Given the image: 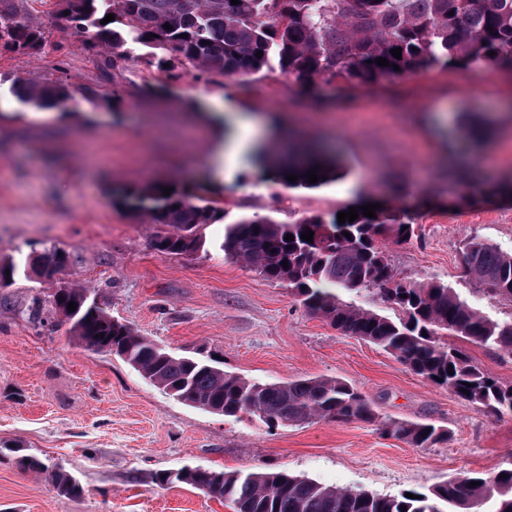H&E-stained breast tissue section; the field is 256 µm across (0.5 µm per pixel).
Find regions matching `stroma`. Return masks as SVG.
<instances>
[{
  "label": "stroma",
  "mask_w": 512,
  "mask_h": 512,
  "mask_svg": "<svg viewBox=\"0 0 512 512\" xmlns=\"http://www.w3.org/2000/svg\"><path fill=\"white\" fill-rule=\"evenodd\" d=\"M46 24L41 53L0 55V261L18 269L0 289V512H231L204 492L158 474L186 467L285 471L325 485L395 495L424 491L464 472L492 474L512 455V416H487L391 355L341 335L308 314L289 288L267 281L219 248L243 218L294 224L377 203L407 211L416 235L386 248L397 277L438 279L495 317L466 277L458 252L478 237L512 253V197L484 190L512 180V74L433 68L383 89L344 93L319 111L271 67L252 92L205 81L177 61L144 62L135 45L104 70L80 37L49 27L55 0H28ZM61 81L68 111L19 101L16 81ZM99 93L80 98L81 89ZM312 132L339 168L326 183L288 187L243 155L232 178L210 161L224 103ZM165 183L222 209L202 227L204 250L175 257L154 249L164 226L134 213L131 193ZM66 250L62 279L90 288L122 323L170 350L216 356L225 371L259 382L333 377L355 386L385 420L446 426L448 444L413 448L378 425L312 421L267 425L187 405L121 359L86 349L65 324L33 319L34 299L58 282L28 277L26 261ZM61 279V280H62ZM46 456L76 477L81 496L60 494L21 471L18 457Z\"/></svg>",
  "instance_id": "1"
}]
</instances>
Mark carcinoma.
<instances>
[{
	"label": "carcinoma",
	"instance_id": "obj_1",
	"mask_svg": "<svg viewBox=\"0 0 512 512\" xmlns=\"http://www.w3.org/2000/svg\"><path fill=\"white\" fill-rule=\"evenodd\" d=\"M108 14L114 20L101 23ZM166 23L171 30H165ZM51 24L83 35L85 50L105 57L114 68L129 59V46L141 45L164 51L210 80L222 78L238 87L248 86L272 55L280 73L308 92L322 83H337L347 91L385 86L450 63L512 70V0H239L236 5L230 0H56ZM45 41L44 27L19 12V0H0V53L36 54ZM398 47L400 59L391 54ZM378 57L390 65L374 63ZM15 93L25 103L62 112L73 98L59 81L19 82ZM291 148L289 163L276 172L281 183L307 186V173L314 170L321 184V177L333 174V159L318 160L304 142ZM291 174L298 180L289 181ZM135 202L151 223L171 228L154 242L168 255L199 251L203 239L197 230L218 218L215 207L177 190L165 196L163 188L154 187ZM309 229L311 242L300 238ZM287 235L294 240L286 241ZM413 235V224L399 209L380 210L374 219L361 214L343 224L335 217L296 224L241 219L225 229L220 249L266 279L288 284L308 313L325 318L341 333L377 345L416 375L490 416L512 415V384H502L447 341L456 337L512 354V314L494 318L439 280L397 278L381 240L402 244ZM459 262L488 297L512 308V254L474 237L461 248ZM342 291H369L395 314L356 306L340 296ZM53 298L47 324H70L72 336L84 347L119 356L181 402L225 416L250 414L267 423L378 420L372 402L338 378L250 381L212 359L178 356L138 334L113 319L86 288L67 283ZM70 302L77 305L73 312L67 309ZM380 426L414 448H433L450 438L448 429L427 422L393 420ZM18 465L48 474L65 495L82 492L69 472L36 456H23ZM164 480L222 499L233 512H401L403 506L406 512H512V458L493 474L451 477L417 499L403 492L378 495L323 485L283 471L195 468Z\"/></svg>",
	"mask_w": 512,
	"mask_h": 512
}]
</instances>
